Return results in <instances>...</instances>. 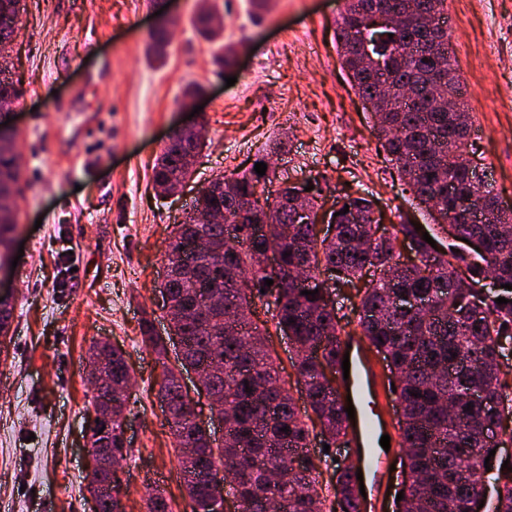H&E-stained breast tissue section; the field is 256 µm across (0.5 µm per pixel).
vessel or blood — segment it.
I'll use <instances>...</instances> for the list:
<instances>
[{
  "label": "vessel or blood",
  "mask_w": 512,
  "mask_h": 512,
  "mask_svg": "<svg viewBox=\"0 0 512 512\" xmlns=\"http://www.w3.org/2000/svg\"><path fill=\"white\" fill-rule=\"evenodd\" d=\"M343 343L349 348L348 385L355 408V418L348 423V443L361 450L365 495L360 503L370 508L386 498L390 490L391 454L381 447L380 439L389 432L386 414L393 411L396 398L389 386L381 384L376 365L361 353L357 337H344Z\"/></svg>",
  "instance_id": "1"
}]
</instances>
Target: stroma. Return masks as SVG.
I'll use <instances>...</instances> for the list:
<instances>
[{
    "label": "stroma",
    "instance_id": "1",
    "mask_svg": "<svg viewBox=\"0 0 512 512\" xmlns=\"http://www.w3.org/2000/svg\"><path fill=\"white\" fill-rule=\"evenodd\" d=\"M223 17L216 41L192 18L202 3ZM9 48L24 95L18 127L21 177L16 242L24 254L0 275L14 312L0 354V512H89L84 421L93 388L88 350L121 348L134 376L127 417L131 448L122 474L125 512H147L163 491L171 512H192L174 438L157 394L162 366L142 343L143 318L166 336L159 285L174 224L216 176L278 164L259 185L311 181L319 203L368 194L386 233L406 218L431 236L442 229L418 204L372 133L373 118L343 69L336 44L342 0H24ZM457 73L473 115L471 159L504 208L512 209V0H448ZM171 32L163 62L146 46L157 19ZM237 47L233 67L216 58ZM235 77L226 86V77ZM200 86L207 145L176 197H160L152 169L168 136L187 124L179 104ZM77 278L63 277L69 265ZM253 319L271 329L272 355L297 406L288 340L273 331L272 307Z\"/></svg>",
    "mask_w": 512,
    "mask_h": 512
}]
</instances>
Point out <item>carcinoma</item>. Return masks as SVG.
Listing matches in <instances>:
<instances>
[{
  "label": "carcinoma",
  "instance_id": "cac0c4a2",
  "mask_svg": "<svg viewBox=\"0 0 512 512\" xmlns=\"http://www.w3.org/2000/svg\"><path fill=\"white\" fill-rule=\"evenodd\" d=\"M390 0H344L336 20L342 64L368 109L374 112L375 136L394 161L418 204L448 235V244L432 247L423 232L400 224L391 237H373L372 200L346 196L334 217L336 234L319 239L307 217L298 214L297 193L285 184L273 201H260L257 188L270 180L260 176H224V189L201 193L192 212L174 226L165 257L176 277L164 279L174 330L182 340L180 366L210 370L205 386L219 396L212 412L228 417L224 444L213 445L211 433L190 418L183 401L179 373L166 363L167 342L155 334L153 321L141 323L142 342L163 368L158 391L175 447L192 512H219L211 472L224 473V496L237 502V512H334L337 495L349 512H360L352 470L336 467L330 482L309 452L319 437L329 446L347 436L345 402L326 372L339 374L342 337L335 297L342 288L357 289L356 329L397 374V399L402 417L395 428L400 448L416 474L406 495L405 512H470L481 476L488 474L485 458L493 446L490 426L512 419V373L498 359L512 348V290L483 295L484 279L494 270L499 283L512 285V215L505 212L483 181L482 174L460 161L469 143L472 115L461 109V84L439 22L447 15V0H398L397 29L360 27L373 8ZM21 0H0V41L17 36ZM207 40L220 36L208 15L193 19ZM167 27L156 29L148 55L160 61ZM459 108L448 111V105ZM204 143L178 136L165 145L153 168V183L167 187L192 174L188 158ZM21 170L15 157L0 149V191L18 184ZM474 198L478 214L467 219L455 211L458 198ZM224 211V223L239 227L237 242L228 245L218 224L200 217ZM17 213L0 205V265L7 259ZM402 238L417 263L403 264L392 239ZM468 247L460 246L461 239ZM272 251L277 266H261L259 258ZM308 270L301 294L292 272ZM333 271L327 283L323 271ZM273 285H265V280ZM435 298L422 314L392 307L395 294ZM273 298L275 330L288 332L296 351L292 362L307 403L300 409L272 358L268 329L250 318L255 300ZM504 297L506 304L495 299ZM91 357L111 366L109 383L94 400L112 396V419L92 429L90 445L126 456L123 413L130 371L124 352L104 341ZM481 392L485 403H472L470 392ZM287 431H281V428ZM503 459L494 471L495 500L487 512H512V472ZM94 475L87 490L100 493V512H125L122 480ZM148 512H171L163 492L153 489Z\"/></svg>",
  "mask_w": 512,
  "mask_h": 512
}]
</instances>
